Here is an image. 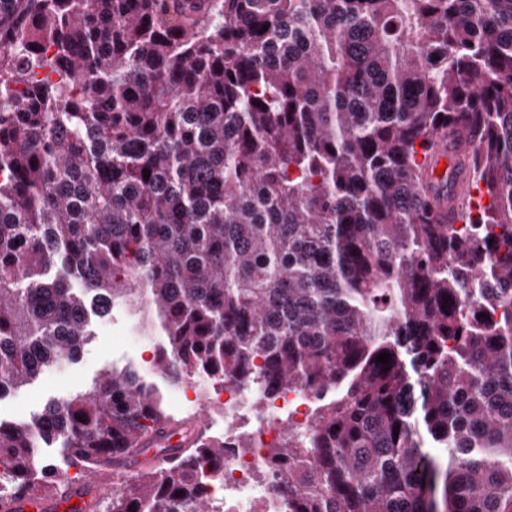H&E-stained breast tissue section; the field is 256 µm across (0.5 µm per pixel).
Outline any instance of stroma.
Returning <instances> with one entry per match:
<instances>
[{
    "label": "stroma",
    "instance_id": "35a3bbf8",
    "mask_svg": "<svg viewBox=\"0 0 512 512\" xmlns=\"http://www.w3.org/2000/svg\"><path fill=\"white\" fill-rule=\"evenodd\" d=\"M94 336L78 359L47 368L37 379L0 398V418L24 422L48 400L66 399L87 390L103 369L136 366L141 375L156 378L153 360L163 340L139 330L123 309L91 323Z\"/></svg>",
    "mask_w": 512,
    "mask_h": 512
}]
</instances>
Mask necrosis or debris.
I'll list each match as a JSON object with an SVG mask.
<instances>
[{
	"instance_id": "obj_1",
	"label": "necrosis or debris",
	"mask_w": 512,
	"mask_h": 512,
	"mask_svg": "<svg viewBox=\"0 0 512 512\" xmlns=\"http://www.w3.org/2000/svg\"><path fill=\"white\" fill-rule=\"evenodd\" d=\"M206 401L223 412L228 432L237 427L248 403H256L261 414L250 447L224 451V512H285L272 490L268 451L277 447L287 426L305 427L311 411L310 393L298 389L261 401L249 387L228 384L207 395Z\"/></svg>"
}]
</instances>
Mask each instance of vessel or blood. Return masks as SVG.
I'll list each match as a JSON object with an SVG mask.
<instances>
[{
	"instance_id": "obj_1",
	"label": "vessel or blood",
	"mask_w": 512,
	"mask_h": 512,
	"mask_svg": "<svg viewBox=\"0 0 512 512\" xmlns=\"http://www.w3.org/2000/svg\"><path fill=\"white\" fill-rule=\"evenodd\" d=\"M468 144L449 143L439 135L435 149L424 160L431 181L429 193L438 223L456 224L461 217V199L472 173L466 163ZM104 491L101 481L68 485L47 497L19 496L0 501V512H89Z\"/></svg>"
}]
</instances>
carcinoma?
<instances>
[{"mask_svg": "<svg viewBox=\"0 0 512 512\" xmlns=\"http://www.w3.org/2000/svg\"><path fill=\"white\" fill-rule=\"evenodd\" d=\"M441 132L487 196L459 226ZM117 306L169 385L312 393L286 512H512V0H0V397ZM171 421L107 369L0 418V473L49 493L43 448L90 475ZM178 427L101 512H224L249 443ZM469 144L448 142V135L438 136L435 149L424 160V171L431 181L429 193L433 211L439 224H459L461 222V199L472 173L466 163ZM440 163L445 169L438 174ZM448 177V188L444 179Z\"/></svg>", "mask_w": 512, "mask_h": 512, "instance_id": "carcinoma-1", "label": "carcinoma"}]
</instances>
